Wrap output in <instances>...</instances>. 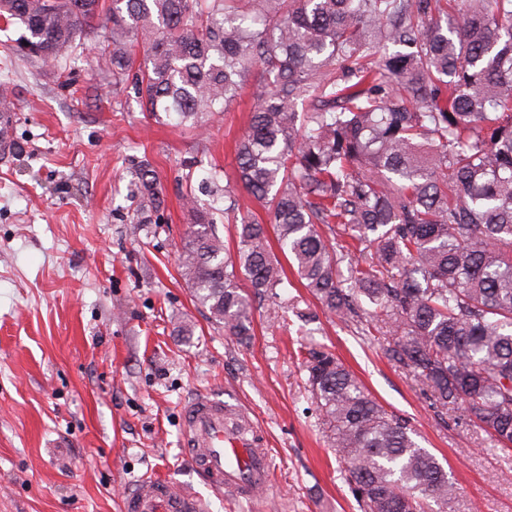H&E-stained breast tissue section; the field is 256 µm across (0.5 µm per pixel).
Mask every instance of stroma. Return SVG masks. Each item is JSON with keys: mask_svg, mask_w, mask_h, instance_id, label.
<instances>
[{"mask_svg": "<svg viewBox=\"0 0 512 512\" xmlns=\"http://www.w3.org/2000/svg\"><path fill=\"white\" fill-rule=\"evenodd\" d=\"M66 69L14 60L16 153L0 156V512H120L145 476L173 479L211 512H361L337 469L305 388L299 343L331 350L460 485L455 512H512V451L460 410L431 406L389 361L386 340L325 313L293 282L278 313L258 308L242 344L194 303L177 269L189 230L181 179L201 201L233 175L260 75L209 123L207 138L154 120L132 89L113 91L93 48ZM146 159L165 206L137 221L126 178ZM189 324L192 335H178ZM230 396L274 460L264 500L220 498L179 446L181 406L198 391Z\"/></svg>", "mask_w": 512, "mask_h": 512, "instance_id": "1", "label": "stroma"}]
</instances>
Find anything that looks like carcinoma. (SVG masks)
I'll list each match as a JSON object with an SVG mask.
<instances>
[{
	"label": "carcinoma",
	"instance_id": "1",
	"mask_svg": "<svg viewBox=\"0 0 512 512\" xmlns=\"http://www.w3.org/2000/svg\"><path fill=\"white\" fill-rule=\"evenodd\" d=\"M0 21L65 67L106 31L97 62L113 89L199 133L262 69L236 183L267 210L281 253L328 313L372 307L362 333L399 332L388 356L431 406H461L512 444V0H0ZM396 50L368 64L372 49ZM305 107L298 108L299 101ZM140 223L160 219L156 171L132 160ZM178 250L195 301L241 342L255 302L288 278L266 225L235 219L232 253L212 204L184 195ZM320 224L369 253L353 261ZM347 274H342V264ZM246 280L252 291L241 287ZM305 384L365 512H453L443 464L330 350L300 347Z\"/></svg>",
	"mask_w": 512,
	"mask_h": 512
}]
</instances>
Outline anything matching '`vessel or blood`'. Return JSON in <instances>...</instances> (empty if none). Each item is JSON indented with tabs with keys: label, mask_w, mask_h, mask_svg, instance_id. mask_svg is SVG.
I'll return each mask as SVG.
<instances>
[{
	"label": "vessel or blood",
	"mask_w": 512,
	"mask_h": 512,
	"mask_svg": "<svg viewBox=\"0 0 512 512\" xmlns=\"http://www.w3.org/2000/svg\"><path fill=\"white\" fill-rule=\"evenodd\" d=\"M181 446L200 478L218 494L253 501L268 489L269 452L257 426L221 396L200 393L182 406ZM122 512H207L184 484L144 478L125 493Z\"/></svg>",
	"instance_id": "vessel-or-blood-1"
}]
</instances>
